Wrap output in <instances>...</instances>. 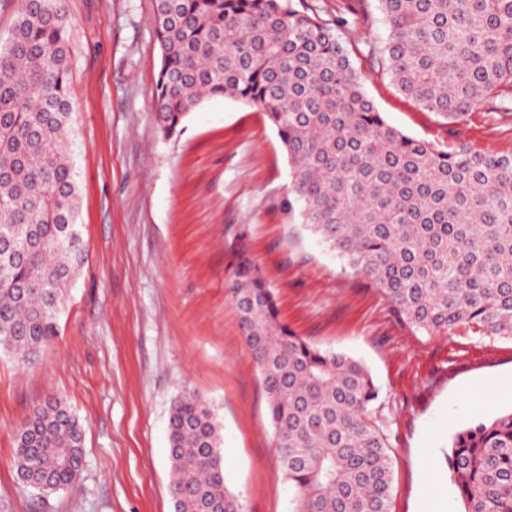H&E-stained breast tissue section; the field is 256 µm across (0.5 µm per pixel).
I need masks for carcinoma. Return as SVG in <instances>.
Segmentation results:
<instances>
[{
    "mask_svg": "<svg viewBox=\"0 0 512 512\" xmlns=\"http://www.w3.org/2000/svg\"><path fill=\"white\" fill-rule=\"evenodd\" d=\"M387 30L364 59L428 112L459 120L512 101V0H376ZM161 66L153 98L166 137L209 97L259 107L292 168L286 207L363 273L404 324L512 340V156L445 151L389 125L362 89L344 21L304 0H154ZM65 0L21 3L0 48V351L19 367L60 334L87 262L69 156ZM259 366L292 512H390L379 389L359 360L279 319L275 293L239 244L229 284ZM174 512H244L229 490L217 417L193 392L169 417ZM21 482H79L83 427L49 397L17 429ZM464 512H512V412L457 432L448 454Z\"/></svg>",
    "mask_w": 512,
    "mask_h": 512,
    "instance_id": "carcinoma-1",
    "label": "carcinoma"
}]
</instances>
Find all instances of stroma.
<instances>
[{
    "mask_svg": "<svg viewBox=\"0 0 512 512\" xmlns=\"http://www.w3.org/2000/svg\"><path fill=\"white\" fill-rule=\"evenodd\" d=\"M307 2L322 18L350 20L356 44L387 35L376 0ZM66 9L88 261L56 343L24 369L0 353V512H174L168 421L186 391L215 410L226 483L246 512H290L261 373L228 288L241 233L281 322L370 369L390 445L391 512H462L448 447L471 423L512 411V341L401 323L285 209L291 167L259 108L214 97L163 137L152 110L153 0H67ZM352 60L391 126L448 151L512 155V110L485 106L453 122L401 95L362 56ZM51 396L83 423L85 463L76 486L43 495L22 485L13 456L17 426Z\"/></svg>",
    "mask_w": 512,
    "mask_h": 512,
    "instance_id": "stroma-1",
    "label": "stroma"
}]
</instances>
